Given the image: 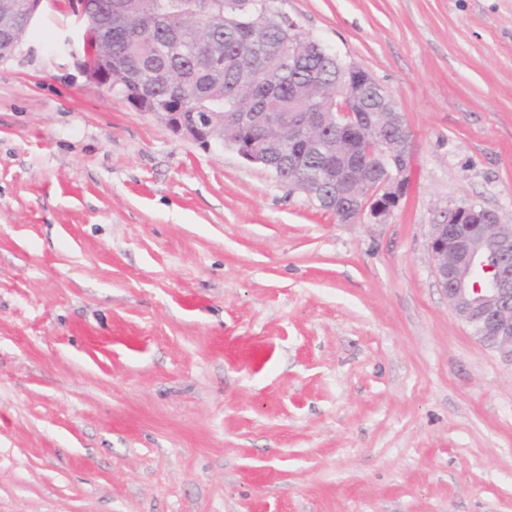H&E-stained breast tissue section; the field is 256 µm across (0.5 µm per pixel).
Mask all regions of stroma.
<instances>
[{
    "mask_svg": "<svg viewBox=\"0 0 512 512\" xmlns=\"http://www.w3.org/2000/svg\"><path fill=\"white\" fill-rule=\"evenodd\" d=\"M413 136L341 224L82 70L42 0L0 61V512H512V367L430 224L512 223V0H275Z\"/></svg>",
    "mask_w": 512,
    "mask_h": 512,
    "instance_id": "obj_1",
    "label": "stroma"
}]
</instances>
